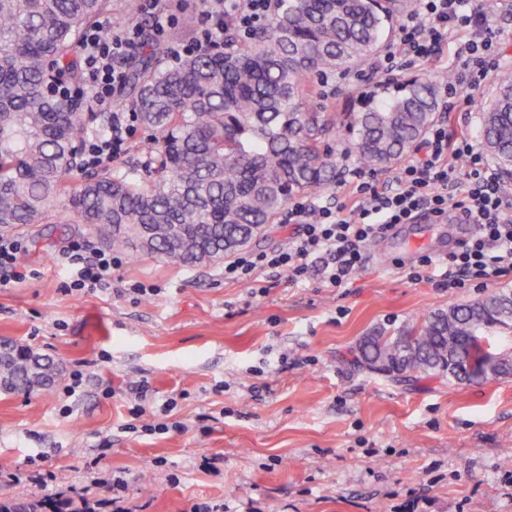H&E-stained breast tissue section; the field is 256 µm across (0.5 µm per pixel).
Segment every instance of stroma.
<instances>
[{
	"label": "stroma",
	"mask_w": 512,
	"mask_h": 512,
	"mask_svg": "<svg viewBox=\"0 0 512 512\" xmlns=\"http://www.w3.org/2000/svg\"><path fill=\"white\" fill-rule=\"evenodd\" d=\"M21 235L29 274L0 288V341L53 358L57 375L46 391H0V470L17 475L0 501L113 498L91 484L97 456L127 480L126 512H512V377L393 378L354 362L363 336L512 289V273L483 288L414 284L391 261L398 242L379 238L341 288L267 272L255 295L223 262L143 254L112 276L158 294L76 296L53 255L92 230L60 201ZM73 369L85 384L66 399ZM139 383L175 400L166 420L184 431L121 432ZM47 473L55 482L35 483Z\"/></svg>",
	"instance_id": "35a3bbf8"
}]
</instances>
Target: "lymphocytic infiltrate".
<instances>
[{"mask_svg": "<svg viewBox=\"0 0 512 512\" xmlns=\"http://www.w3.org/2000/svg\"><path fill=\"white\" fill-rule=\"evenodd\" d=\"M417 2L416 10L402 18L398 39L380 58L379 70L394 77L439 60L452 38L460 68L446 90L447 105L414 154L392 171L350 168L330 202L294 200L288 221L295 232L275 249L238 252L224 264L225 279L252 282L257 273L271 270L287 273L294 284L313 275L324 286L339 288L362 267L370 240L391 226L413 224L421 217L435 221L451 213L474 225V233L446 255H420L407 273L409 280H431L440 288H479L512 272V184L477 149L471 132L451 124L452 112L471 104L464 89L486 82L501 66L505 32L492 19L512 18V0H496L493 15L475 0ZM272 8L273 0H205L195 37L169 47L168 56L180 61L218 43L230 29L247 40L267 25ZM139 37L135 24L118 32L99 26L86 31L81 42L84 79L57 85V93L80 97L92 110L111 104L123 84L121 64ZM135 118L131 109L113 112L109 130L86 140L83 169L110 167L126 151ZM54 259L69 274L63 291L75 295L110 291L112 272L123 263L119 253L95 248L83 237L70 239Z\"/></svg>", "mask_w": 512, "mask_h": 512, "instance_id": "obj_1", "label": "lymphocytic infiltrate"}]
</instances>
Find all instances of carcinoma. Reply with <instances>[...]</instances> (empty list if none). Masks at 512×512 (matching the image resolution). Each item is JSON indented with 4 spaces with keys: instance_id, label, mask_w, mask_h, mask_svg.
I'll return each mask as SVG.
<instances>
[{
    "instance_id": "obj_1",
    "label": "carcinoma",
    "mask_w": 512,
    "mask_h": 512,
    "mask_svg": "<svg viewBox=\"0 0 512 512\" xmlns=\"http://www.w3.org/2000/svg\"><path fill=\"white\" fill-rule=\"evenodd\" d=\"M403 0H277L268 27L251 42L203 48L173 67L148 29L124 63L152 178L137 169L80 170L89 123L83 102L56 93L77 83V46L114 0H0V224L41 222L59 198L76 223L115 249L182 267L224 257L234 241L279 223L297 194L336 183L338 157L327 134L349 132L365 168L394 166L423 138L452 72L413 76L390 89L378 80L361 108L329 112L313 76L365 65L390 41ZM481 106L482 145L512 176V70ZM512 324V290L451 304L397 333L365 337L356 363L388 374L448 376L459 382L512 376V355L485 369L471 340ZM49 356L0 342V390L28 393L56 375Z\"/></svg>"
}]
</instances>
